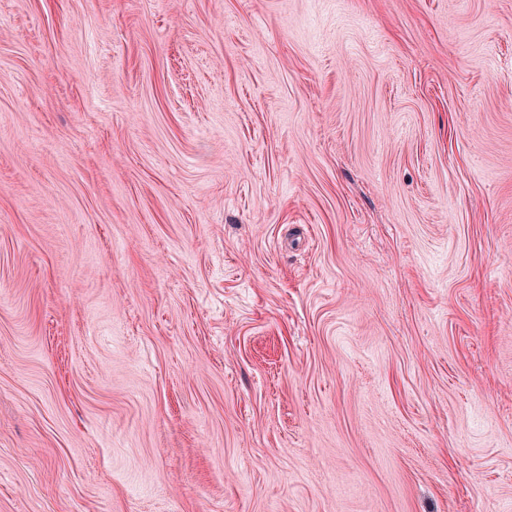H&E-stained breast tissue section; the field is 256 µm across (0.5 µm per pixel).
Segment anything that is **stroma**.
Returning a JSON list of instances; mask_svg holds the SVG:
<instances>
[{
    "label": "stroma",
    "mask_w": 512,
    "mask_h": 512,
    "mask_svg": "<svg viewBox=\"0 0 512 512\" xmlns=\"http://www.w3.org/2000/svg\"><path fill=\"white\" fill-rule=\"evenodd\" d=\"M0 512H512V0H0Z\"/></svg>",
    "instance_id": "35a3bbf8"
}]
</instances>
